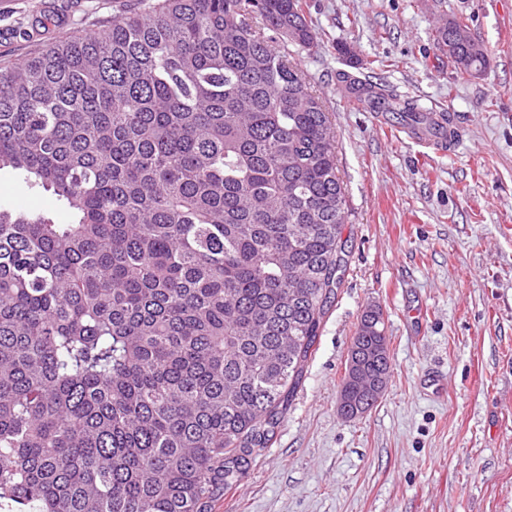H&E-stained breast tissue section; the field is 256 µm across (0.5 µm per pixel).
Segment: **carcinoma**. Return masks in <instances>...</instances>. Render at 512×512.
I'll return each mask as SVG.
<instances>
[{
	"mask_svg": "<svg viewBox=\"0 0 512 512\" xmlns=\"http://www.w3.org/2000/svg\"><path fill=\"white\" fill-rule=\"evenodd\" d=\"M300 0H157L0 67V170L78 215L0 206V500L202 512L266 447L345 267L329 112L274 43ZM457 76L487 49L448 20ZM347 97L409 128L381 83ZM382 341L360 319L353 343ZM387 351L345 375L363 397Z\"/></svg>",
	"mask_w": 512,
	"mask_h": 512,
	"instance_id": "1",
	"label": "carcinoma"
}]
</instances>
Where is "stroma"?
I'll return each mask as SVG.
<instances>
[{"label": "stroma", "instance_id": "1", "mask_svg": "<svg viewBox=\"0 0 512 512\" xmlns=\"http://www.w3.org/2000/svg\"><path fill=\"white\" fill-rule=\"evenodd\" d=\"M301 2L317 43L287 53L331 115L346 269L266 448L206 512H512V0ZM136 5L0 0V63L99 33ZM449 19L485 44L481 75L457 78L437 49ZM344 73L450 113L451 150L420 145L391 113L360 111ZM0 205L75 220L8 169ZM370 307L392 373L374 407L346 419L338 395Z\"/></svg>", "mask_w": 512, "mask_h": 512}]
</instances>
